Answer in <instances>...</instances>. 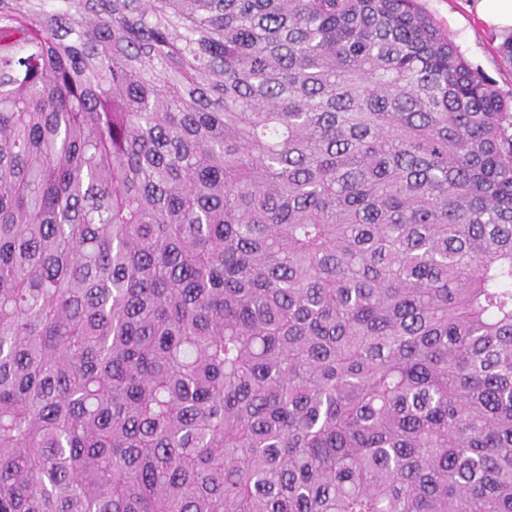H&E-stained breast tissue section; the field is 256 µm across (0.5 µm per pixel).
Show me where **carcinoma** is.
Segmentation results:
<instances>
[{
    "label": "carcinoma",
    "mask_w": 512,
    "mask_h": 512,
    "mask_svg": "<svg viewBox=\"0 0 512 512\" xmlns=\"http://www.w3.org/2000/svg\"><path fill=\"white\" fill-rule=\"evenodd\" d=\"M0 512H512V92L419 0H0Z\"/></svg>",
    "instance_id": "obj_1"
}]
</instances>
